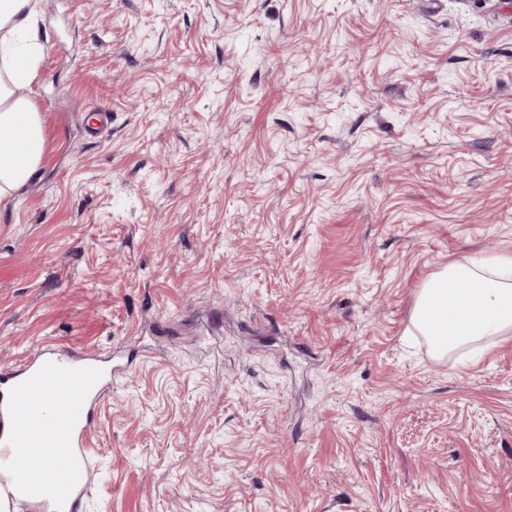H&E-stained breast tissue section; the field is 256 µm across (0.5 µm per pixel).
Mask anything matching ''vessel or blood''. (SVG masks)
<instances>
[{
  "instance_id": "b4317fda",
  "label": "vessel or blood",
  "mask_w": 512,
  "mask_h": 512,
  "mask_svg": "<svg viewBox=\"0 0 512 512\" xmlns=\"http://www.w3.org/2000/svg\"><path fill=\"white\" fill-rule=\"evenodd\" d=\"M109 372L86 356L48 360L38 353L15 369H0V503L30 497L36 505L52 501L56 512H76V488L90 478L86 446L90 409L102 395ZM54 416L40 414L48 398ZM65 465L45 468V457Z\"/></svg>"
}]
</instances>
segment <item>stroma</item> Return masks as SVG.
<instances>
[{"instance_id": "1", "label": "stroma", "mask_w": 512, "mask_h": 512, "mask_svg": "<svg viewBox=\"0 0 512 512\" xmlns=\"http://www.w3.org/2000/svg\"><path fill=\"white\" fill-rule=\"evenodd\" d=\"M31 2L0 367L129 362L78 512H512V333L411 325L512 255V0Z\"/></svg>"}]
</instances>
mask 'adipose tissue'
Segmentation results:
<instances>
[{
	"mask_svg": "<svg viewBox=\"0 0 512 512\" xmlns=\"http://www.w3.org/2000/svg\"><path fill=\"white\" fill-rule=\"evenodd\" d=\"M30 0H0V200L21 189L43 157V125L27 93L41 46ZM412 325L446 357L512 332V257L450 262L421 288Z\"/></svg>",
	"mask_w": 512,
	"mask_h": 512,
	"instance_id": "ef3b65f1",
	"label": "adipose tissue"
}]
</instances>
